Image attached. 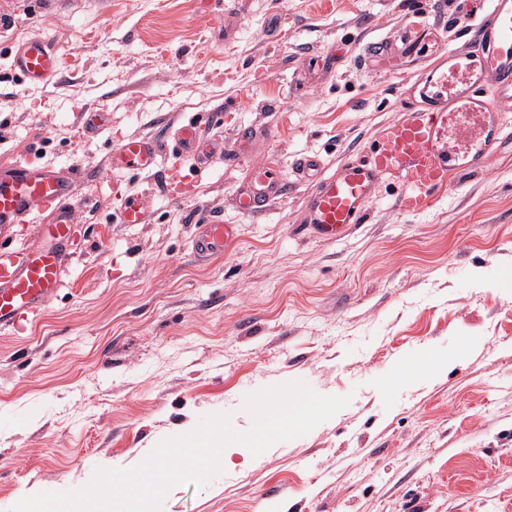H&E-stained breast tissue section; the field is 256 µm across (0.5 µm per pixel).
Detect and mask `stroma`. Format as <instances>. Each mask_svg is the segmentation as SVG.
Masks as SVG:
<instances>
[{
  "instance_id": "stroma-1",
  "label": "stroma",
  "mask_w": 512,
  "mask_h": 512,
  "mask_svg": "<svg viewBox=\"0 0 512 512\" xmlns=\"http://www.w3.org/2000/svg\"><path fill=\"white\" fill-rule=\"evenodd\" d=\"M435 22L447 49L474 45L456 0H0V165L77 171L81 221L55 300L0 334V512L133 469L208 414L247 430L245 396L293 380L351 401L207 486L173 487L161 512H512V136L426 211H400L386 181L336 241L297 223L316 178L295 159L332 176L412 100L420 69H369L365 43ZM36 33L64 70L29 90L10 52ZM217 110L223 161L200 171L167 147L151 174H109L119 140ZM91 111L108 122L82 132ZM238 129L252 155L235 156ZM264 162L288 191L252 220L232 195ZM127 191L148 223L120 222ZM197 217L244 230L200 264ZM425 357L447 371L385 390Z\"/></svg>"
}]
</instances>
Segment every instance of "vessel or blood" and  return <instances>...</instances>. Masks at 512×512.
<instances>
[{"label": "vessel or blood", "mask_w": 512, "mask_h": 512, "mask_svg": "<svg viewBox=\"0 0 512 512\" xmlns=\"http://www.w3.org/2000/svg\"><path fill=\"white\" fill-rule=\"evenodd\" d=\"M477 49L444 50L438 28L394 44L369 43L364 64L393 53L421 65L427 87L423 101L411 103L405 117L386 125L367 147V157L339 167L318 181L303 200L299 221L322 241L343 236L364 223L383 180L399 187L396 205L406 212L429 208L451 177L486 170L491 155L506 138L501 114L512 106V0H488L475 24ZM12 69L22 85L42 87L60 73L62 56L44 37L33 35L11 52ZM218 116L189 119L175 131L178 149L204 167L224 154V141L208 136ZM161 144L154 139H127L114 144L111 172L136 176L151 172ZM75 173L36 166L20 159L0 167V332L20 330L55 297L65 276L78 222L73 197ZM278 165L255 167L234 191L240 213L252 218L284 194ZM42 216L39 244L28 250L3 247L15 225ZM150 217L142 196L127 195L120 219L144 224ZM192 250L202 260L223 255L242 227L219 218L197 221Z\"/></svg>", "instance_id": "obj_1"}]
</instances>
